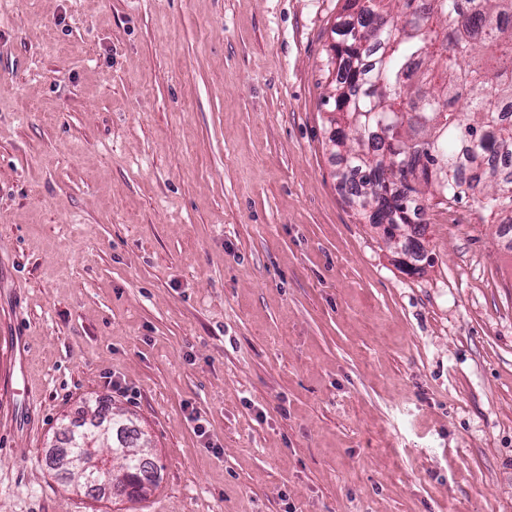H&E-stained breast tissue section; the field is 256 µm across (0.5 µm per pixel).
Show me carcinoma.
I'll use <instances>...</instances> for the list:
<instances>
[{"instance_id":"1","label":"carcinoma","mask_w":512,"mask_h":512,"mask_svg":"<svg viewBox=\"0 0 512 512\" xmlns=\"http://www.w3.org/2000/svg\"><path fill=\"white\" fill-rule=\"evenodd\" d=\"M343 25L336 47V79L330 98L346 114L348 130L336 129V154L345 162L349 201L366 209L372 224H399L407 235L424 236L428 225L413 220L417 199L435 205L469 197L512 230V173L498 158L512 157V0H368ZM443 155L448 170L436 181L407 185L410 149ZM73 424L68 448L89 458L120 448L117 472L125 496L141 500L160 469L140 457L134 428L112 436H83Z\"/></svg>"}]
</instances>
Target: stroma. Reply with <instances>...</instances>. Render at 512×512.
<instances>
[{
	"mask_svg": "<svg viewBox=\"0 0 512 512\" xmlns=\"http://www.w3.org/2000/svg\"><path fill=\"white\" fill-rule=\"evenodd\" d=\"M346 0L0 9V512H512V241L395 260L348 199ZM158 487L55 470L95 402Z\"/></svg>",
	"mask_w": 512,
	"mask_h": 512,
	"instance_id": "35a3bbf8",
	"label": "stroma"
}]
</instances>
